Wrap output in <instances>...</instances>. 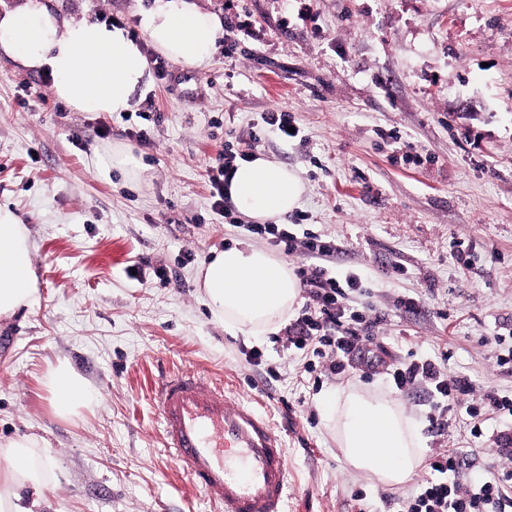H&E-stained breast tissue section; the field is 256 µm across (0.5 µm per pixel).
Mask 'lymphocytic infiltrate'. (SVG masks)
<instances>
[{"instance_id": "obj_1", "label": "lymphocytic infiltrate", "mask_w": 512, "mask_h": 512, "mask_svg": "<svg viewBox=\"0 0 512 512\" xmlns=\"http://www.w3.org/2000/svg\"><path fill=\"white\" fill-rule=\"evenodd\" d=\"M246 230L269 238L283 254L299 253L307 260L306 267L300 270L307 303L302 314L286 329L288 341L295 349H309L329 358L328 369L337 375L356 364L369 368L387 366L396 393H406L419 385L426 387L437 413L433 427L446 426V416L453 410L458 395L467 392V383L449 376L439 363L428 358L410 364H385L372 347V331L378 317L352 303L353 296L363 291L360 276L350 272L338 277L329 272L339 244L312 233L297 237L284 224H250ZM484 411L504 417L496 441L501 446V457L512 461V399L490 393L480 404L469 407L468 412L475 419L470 430L473 436L482 434L476 419ZM459 468L457 452L443 450L432 454L426 477L417 492L402 499L401 512H512V470L492 479L477 477L462 482L457 478Z\"/></svg>"}]
</instances>
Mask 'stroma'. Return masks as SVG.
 Wrapping results in <instances>:
<instances>
[{
	"label": "stroma",
	"instance_id": "stroma-1",
	"mask_svg": "<svg viewBox=\"0 0 512 512\" xmlns=\"http://www.w3.org/2000/svg\"><path fill=\"white\" fill-rule=\"evenodd\" d=\"M153 0H0V14L49 7L62 21L119 20L149 59L152 82L131 112H76L53 76L0 54V205L30 232L39 299L0 319V447L36 437L55 462L47 512H214L176 468L159 424L162 375L195 370L259 405L286 441L291 512H399L416 482L386 486L346 467L320 404L350 386L395 397L425 455L476 451L473 472L500 471L485 415L512 399V363L484 337L512 333V0H194L224 19L211 60L158 57L142 28ZM289 113L283 139L265 118ZM399 131L419 163L392 161ZM297 171L310 231L342 249L332 272L359 273L357 305L388 360L444 358L474 388L433 429L424 386L395 394L385 367L309 373L310 352L284 330L255 338L215 320L197 285L203 264L237 242L268 240L226 224L209 171L233 142ZM128 146L147 169L133 183L97 168ZM469 245L475 262L454 256ZM402 273H394V266ZM415 297L417 310H397ZM67 364L95 399L59 417L45 385Z\"/></svg>",
	"mask_w": 512,
	"mask_h": 512
}]
</instances>
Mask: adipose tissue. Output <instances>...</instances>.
Returning <instances> with one entry per match:
<instances>
[{"label": "adipose tissue", "instance_id": "ef3b65f1", "mask_svg": "<svg viewBox=\"0 0 512 512\" xmlns=\"http://www.w3.org/2000/svg\"><path fill=\"white\" fill-rule=\"evenodd\" d=\"M142 23L154 50L186 68L206 64L224 34L222 18L192 0H156ZM0 50L25 68L50 71L55 96L80 112L131 111L136 92L151 84L145 56L123 29L64 23L44 7L1 14ZM304 193L293 169L263 155L239 163L228 189L236 208L259 224L285 221ZM197 282L214 317L252 336L281 325L301 288L285 260L241 244L211 259ZM36 299L28 229L0 207V317ZM47 388L63 417L92 401L84 380L63 366L49 370ZM322 403L349 469L371 473L385 485L411 479L423 446L399 404L354 387L325 394ZM37 446L36 439L26 438L0 452L6 459L0 468V512H43L54 465Z\"/></svg>", "mask_w": 512, "mask_h": 512}]
</instances>
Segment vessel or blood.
I'll list each match as a JSON object with an SVG mask.
<instances>
[{
    "instance_id": "b4317fda",
    "label": "vessel or blood",
    "mask_w": 512,
    "mask_h": 512,
    "mask_svg": "<svg viewBox=\"0 0 512 512\" xmlns=\"http://www.w3.org/2000/svg\"><path fill=\"white\" fill-rule=\"evenodd\" d=\"M155 397L171 457L218 512H288L287 448L258 407L196 371L162 378Z\"/></svg>"
}]
</instances>
